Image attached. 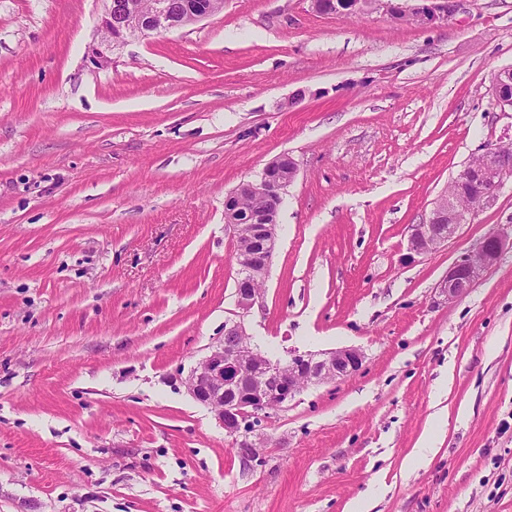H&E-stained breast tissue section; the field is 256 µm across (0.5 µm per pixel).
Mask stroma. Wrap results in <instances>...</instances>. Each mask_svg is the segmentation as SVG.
<instances>
[{
	"label": "stroma",
	"mask_w": 512,
	"mask_h": 512,
	"mask_svg": "<svg viewBox=\"0 0 512 512\" xmlns=\"http://www.w3.org/2000/svg\"><path fill=\"white\" fill-rule=\"evenodd\" d=\"M103 8L0 0V512H512V250L466 296L441 286L512 227V177L408 250L512 140L493 90L512 0L430 27L224 0L97 69ZM283 154L298 172L246 330L274 359L365 362L269 412L249 462L183 380L237 317L224 197ZM512 141L507 144H495L487 148L482 154V161L467 172L466 166L457 174L452 182H471L477 191V196L482 206L496 199L506 175H510L512 168ZM503 146V147H502ZM502 152L511 155L507 157ZM461 177V178H460ZM479 201L473 197H467L464 207L459 198L448 193V206L443 200L431 212L426 224L412 225L409 237V250L416 255L429 254L451 238L463 219L473 216V212L480 210ZM448 223V224H447Z\"/></svg>",
	"instance_id": "obj_1"
}]
</instances>
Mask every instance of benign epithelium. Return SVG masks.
I'll return each mask as SVG.
<instances>
[{
	"instance_id": "obj_1",
	"label": "benign epithelium",
	"mask_w": 512,
	"mask_h": 512,
	"mask_svg": "<svg viewBox=\"0 0 512 512\" xmlns=\"http://www.w3.org/2000/svg\"><path fill=\"white\" fill-rule=\"evenodd\" d=\"M102 43L106 49L94 48L89 60L100 69L112 64L107 49L119 46L129 38L146 39L172 30L199 23L216 12V0H199L193 4L182 21L174 24L168 19L169 6L165 0L155 2L148 20L132 17L117 9L115 0H102ZM462 0H418L409 5L406 0H336L331 8L320 0H313L319 12L346 17L367 14L380 5L392 17L417 19L426 25L446 22L460 9ZM494 92L498 105L512 109V80L500 69L494 78ZM479 165L462 169L455 177L459 182L469 181L475 187L481 205L496 199L504 177L512 173V157L501 152L495 144L482 154ZM297 176V166L289 156L282 155L269 163L253 181L240 183L224 200V220L235 232L248 230L252 245L237 249L239 278L236 288V306L241 315L248 314L261 299L256 283L265 279L275 251L276 217L288 186ZM266 196L272 208L264 213L249 214L241 210L240 201L253 194ZM472 216L459 198L448 195V202L440 203L424 224L412 226L409 250L416 255L429 254L451 238L463 220ZM512 238L503 232L483 237L475 247L463 253L448 269L443 288L448 301L465 296L484 273L493 267ZM364 354L358 348H340L323 353L288 352V360L273 361L261 354L251 343L244 321L224 323V336L207 356L191 369L184 379L187 392L208 406L227 436L237 438L250 432L261 415L288 404L312 384L334 383L358 371Z\"/></svg>"
}]
</instances>
